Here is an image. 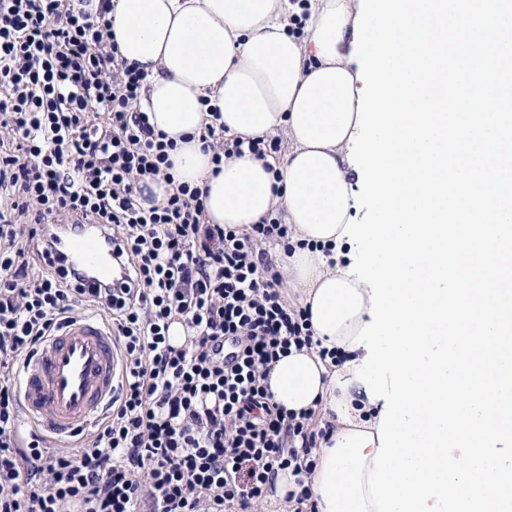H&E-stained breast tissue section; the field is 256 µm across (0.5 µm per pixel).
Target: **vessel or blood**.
Listing matches in <instances>:
<instances>
[{
    "label": "vessel or blood",
    "mask_w": 512,
    "mask_h": 512,
    "mask_svg": "<svg viewBox=\"0 0 512 512\" xmlns=\"http://www.w3.org/2000/svg\"><path fill=\"white\" fill-rule=\"evenodd\" d=\"M45 231L54 242V257L63 267L79 271L81 287H122L126 273L112 265L105 225L50 224ZM123 379V353L110 323L97 314L81 313L48 336L41 352L24 360V412L53 434L69 437L77 426L99 421L117 400Z\"/></svg>",
    "instance_id": "obj_1"
}]
</instances>
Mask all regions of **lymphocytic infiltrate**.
<instances>
[{
    "label": "lymphocytic infiltrate",
    "mask_w": 512,
    "mask_h": 512,
    "mask_svg": "<svg viewBox=\"0 0 512 512\" xmlns=\"http://www.w3.org/2000/svg\"><path fill=\"white\" fill-rule=\"evenodd\" d=\"M90 2L0 0V512H248L279 472H311L333 430L264 385L273 361L312 343L262 250L292 230L273 214L245 230L205 223L186 184L140 205L143 180L172 178L169 145L136 107L145 77L119 59L106 6ZM200 140L217 162L279 149L211 124ZM60 221L107 225L127 287L80 288L43 231ZM80 306L108 315L126 375L69 454L22 434L15 374Z\"/></svg>",
    "instance_id": "obj_1"
}]
</instances>
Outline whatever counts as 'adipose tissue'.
Masks as SVG:
<instances>
[{"label": "adipose tissue", "instance_id": "obj_1", "mask_svg": "<svg viewBox=\"0 0 512 512\" xmlns=\"http://www.w3.org/2000/svg\"><path fill=\"white\" fill-rule=\"evenodd\" d=\"M357 11L354 0H112L107 14L120 58L146 74L137 106L173 142L175 181L202 189L206 223L245 227L277 209L298 242L281 258L316 343L273 362L267 384L276 404L334 425L315 456V512H328L319 486L331 444L379 422L351 364L320 355L347 348L370 319L368 285L326 253L355 207L346 154L358 123ZM215 119L231 137L285 130L288 148L213 162L199 135Z\"/></svg>", "mask_w": 512, "mask_h": 512}]
</instances>
